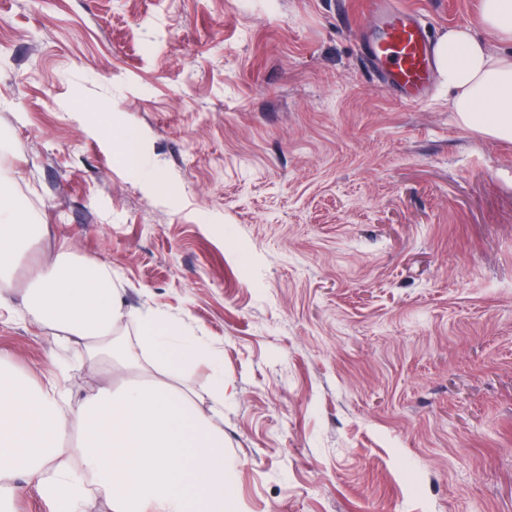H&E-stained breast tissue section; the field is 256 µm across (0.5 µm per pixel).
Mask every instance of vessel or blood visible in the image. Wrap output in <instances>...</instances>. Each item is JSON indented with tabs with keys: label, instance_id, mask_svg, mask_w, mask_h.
Segmentation results:
<instances>
[{
	"label": "vessel or blood",
	"instance_id": "vessel-or-blood-1",
	"mask_svg": "<svg viewBox=\"0 0 512 512\" xmlns=\"http://www.w3.org/2000/svg\"><path fill=\"white\" fill-rule=\"evenodd\" d=\"M366 10L383 15L367 52L385 69L388 88L405 103L422 102L434 70L427 21L415 10L383 12L381 0H368Z\"/></svg>",
	"mask_w": 512,
	"mask_h": 512
}]
</instances>
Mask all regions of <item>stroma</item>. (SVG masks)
Wrapping results in <instances>:
<instances>
[{
	"label": "stroma",
	"mask_w": 512,
	"mask_h": 512,
	"mask_svg": "<svg viewBox=\"0 0 512 512\" xmlns=\"http://www.w3.org/2000/svg\"><path fill=\"white\" fill-rule=\"evenodd\" d=\"M404 2L435 39L481 4ZM377 25L363 0H0V170L43 226L0 363L53 373L22 296L90 255L218 351L239 512H512V142L439 83L396 99Z\"/></svg>",
	"instance_id": "stroma-1"
}]
</instances>
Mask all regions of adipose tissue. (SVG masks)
<instances>
[{
	"instance_id": "adipose-tissue-1",
	"label": "adipose tissue",
	"mask_w": 512,
	"mask_h": 512,
	"mask_svg": "<svg viewBox=\"0 0 512 512\" xmlns=\"http://www.w3.org/2000/svg\"><path fill=\"white\" fill-rule=\"evenodd\" d=\"M480 24L501 51L457 25L435 46L438 74L459 126L512 141V0H481ZM39 230L0 174V309L10 306L13 271ZM24 302L62 333L79 363L120 364L137 376L77 400L59 380L37 382L0 366V512H12L28 483L55 512H85L93 499L110 512H229L217 354L163 314L127 307L93 256L58 257L36 274ZM129 321L141 328L133 345L113 336ZM198 361L212 369L204 406L171 379Z\"/></svg>"
}]
</instances>
